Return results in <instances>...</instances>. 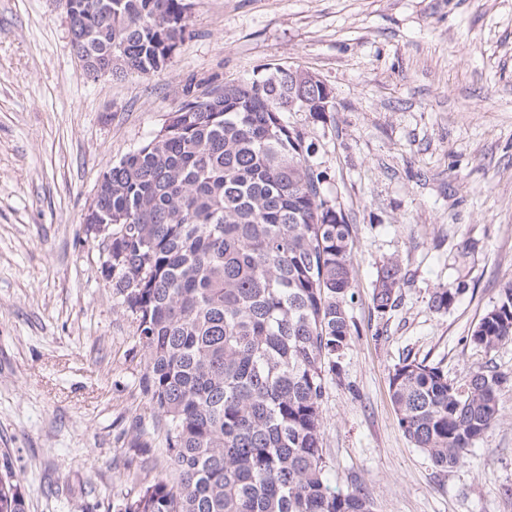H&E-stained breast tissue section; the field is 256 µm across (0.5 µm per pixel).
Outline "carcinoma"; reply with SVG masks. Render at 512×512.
<instances>
[{
  "label": "carcinoma",
  "mask_w": 512,
  "mask_h": 512,
  "mask_svg": "<svg viewBox=\"0 0 512 512\" xmlns=\"http://www.w3.org/2000/svg\"><path fill=\"white\" fill-rule=\"evenodd\" d=\"M73 49L87 72L151 74L189 25L186 0H67ZM324 112L320 81L299 89L275 65L262 81L183 89L178 124L125 156L100 183L112 241V288L145 351L142 393L163 423L176 482L155 477L118 512H373L325 479L323 398L342 376L354 300L353 227L320 191L311 145L284 123L291 95ZM402 285L398 261L378 274L385 316ZM458 288L431 307L446 311ZM490 351L512 341V282L468 336ZM507 377L477 370L454 383L404 358L390 375L404 435L455 466L499 418ZM0 469V512H25Z\"/></svg>",
  "instance_id": "carcinoma-1"
}]
</instances>
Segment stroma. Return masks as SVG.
I'll return each mask as SVG.
<instances>
[{
	"instance_id": "stroma-1",
	"label": "stroma",
	"mask_w": 512,
	"mask_h": 512,
	"mask_svg": "<svg viewBox=\"0 0 512 512\" xmlns=\"http://www.w3.org/2000/svg\"><path fill=\"white\" fill-rule=\"evenodd\" d=\"M189 23L157 73L94 78L60 0H0V465L21 477L26 512H117L169 475L137 324L84 216L186 85L272 64L331 91L328 112L284 119L354 231V335L323 402L329 485L373 512H512V341H468L512 280V0H193ZM391 259L404 281L380 317L372 292ZM441 288L459 291L445 312L430 306ZM408 356L456 382L508 377L498 421L454 467L399 426L389 377Z\"/></svg>"
}]
</instances>
